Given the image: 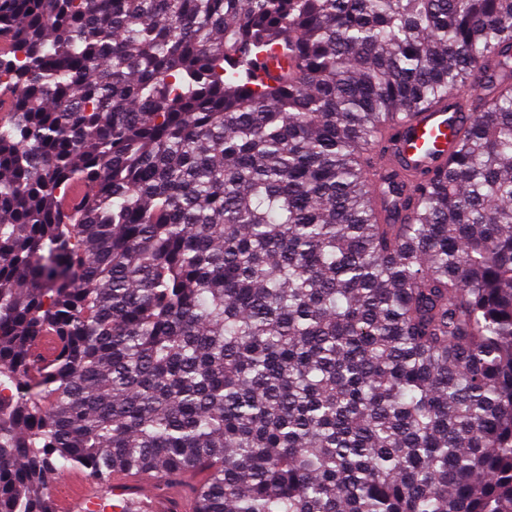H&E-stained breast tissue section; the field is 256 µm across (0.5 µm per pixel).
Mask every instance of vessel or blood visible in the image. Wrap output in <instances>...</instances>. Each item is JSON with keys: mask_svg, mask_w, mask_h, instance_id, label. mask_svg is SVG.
I'll list each match as a JSON object with an SVG mask.
<instances>
[{"mask_svg": "<svg viewBox=\"0 0 512 512\" xmlns=\"http://www.w3.org/2000/svg\"><path fill=\"white\" fill-rule=\"evenodd\" d=\"M469 113L451 106H435L412 117L399 119L391 133L389 149L382 157L385 165L411 175H423L435 169L447 157L452 146L446 137L449 125L468 121ZM112 482L123 498L124 512H194L195 501L190 480L155 488L153 482L116 473ZM67 491L57 503V512H72L75 501L84 496L87 486L82 478L64 477Z\"/></svg>", "mask_w": 512, "mask_h": 512, "instance_id": "obj_1", "label": "vessel or blood"}]
</instances>
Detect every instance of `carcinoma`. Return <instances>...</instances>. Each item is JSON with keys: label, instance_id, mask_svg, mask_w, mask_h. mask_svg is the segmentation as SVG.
<instances>
[{"label": "carcinoma", "instance_id": "cac0c4a2", "mask_svg": "<svg viewBox=\"0 0 512 512\" xmlns=\"http://www.w3.org/2000/svg\"><path fill=\"white\" fill-rule=\"evenodd\" d=\"M2 39L0 512L194 467L197 512H512V0H0ZM473 84L403 196L384 127Z\"/></svg>", "mask_w": 512, "mask_h": 512}]
</instances>
